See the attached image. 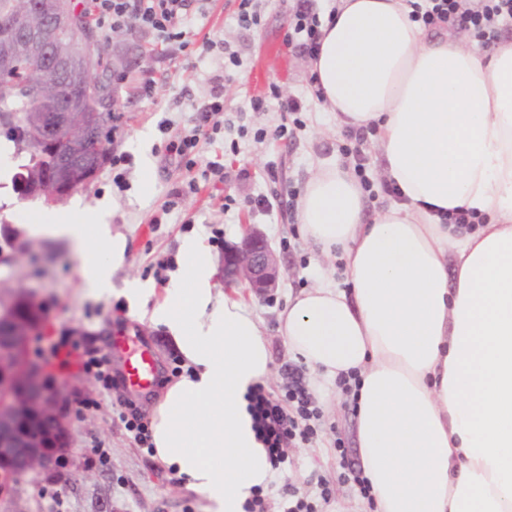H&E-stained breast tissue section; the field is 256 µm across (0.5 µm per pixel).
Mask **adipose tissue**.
<instances>
[{
    "mask_svg": "<svg viewBox=\"0 0 512 512\" xmlns=\"http://www.w3.org/2000/svg\"><path fill=\"white\" fill-rule=\"evenodd\" d=\"M410 14L405 0H339L321 25L314 84L338 124L376 131L399 200L369 217L348 169L309 180L304 236L340 257L347 285L323 275L289 294L278 331L322 379L352 377L374 512H512V42L484 56ZM460 210L477 223H445ZM106 217L52 214L36 230L76 244L88 288L150 306L193 368L153 410L154 457L205 512H244L272 471L246 399L270 376L260 324L217 298L198 236L164 292L114 288L126 241Z\"/></svg>",
    "mask_w": 512,
    "mask_h": 512,
    "instance_id": "1",
    "label": "adipose tissue"
}]
</instances>
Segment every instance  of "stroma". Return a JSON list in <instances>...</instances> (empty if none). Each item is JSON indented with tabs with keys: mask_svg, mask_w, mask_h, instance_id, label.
Masks as SVG:
<instances>
[{
	"mask_svg": "<svg viewBox=\"0 0 512 512\" xmlns=\"http://www.w3.org/2000/svg\"><path fill=\"white\" fill-rule=\"evenodd\" d=\"M235 8L234 0H209L205 12L189 13L183 21L188 46L166 57L150 35L97 28L101 50L118 61L119 73L137 78L149 72L157 81L150 99L134 95L130 85L112 86L116 100L112 151L125 155V162L104 165L91 183L51 207L38 199H20L11 184L16 159L0 162V226L24 229L31 242L20 261L0 267V303L25 289L42 293L56 332L41 338L36 349L46 353L53 345L65 344L69 372L84 383L81 395L73 396L65 410L70 445L62 464L23 474L10 491L0 493V512H203L205 505L202 494L186 479L175 478L172 469L137 443L121 417L129 406L151 416L158 391L134 392L118 381L105 391L92 375L80 370L89 350L107 356L111 370H119L122 360L112 345L122 336L150 346L159 380L175 381L186 374L184 358L143 309L114 294L89 292L79 273L76 248L35 233V225L45 222L48 214L75 205L87 218L97 209L108 210L113 233L127 242L125 263L112 277L118 288L132 278L164 288L182 268L183 239L203 236L216 269L212 282L219 295L228 291L220 271L226 244L239 241L243 225H257L280 268L279 287L272 297L242 294L270 346L271 373L264 388L281 394L290 367L300 370L308 390H315L320 382L289 354L277 329L278 315L289 293L313 285L317 273L340 284L345 281L342 261L320 256L306 241L297 204L320 169L353 167V159L343 153L349 131L337 126L333 113L314 95L309 59L297 51L286 50L281 58L265 60L268 83L277 86L280 96L298 100L301 111H281L277 98L271 97L264 110L251 111L250 99L256 94L251 70L258 58H264L268 44H282L291 32L292 12L288 0H262L259 26L245 29L237 23ZM207 38L227 43L238 53L241 67L225 70L223 56L202 52ZM220 74L225 77L220 128L201 138L196 164L186 168L166 145L193 125L195 106L209 98L212 80ZM163 120L168 123L164 131L158 127ZM281 127L287 128L288 139H273V132ZM362 155L363 173L372 186L366 194L372 213L394 202L395 196L382 187L385 174L375 138L367 139ZM213 161L224 166V181L217 185L211 183L207 169ZM192 178L198 183L197 192L187 193L177 207L167 209L171 192L185 189ZM260 198L269 199L271 209L256 207ZM327 389L330 398L316 400L320 409L316 436L309 443L287 447V462L273 471L263 490L267 512H280L282 488L287 484L317 512L364 508L359 487L341 476L344 463H360L355 411L337 384H328ZM324 487L330 491L326 500L320 497Z\"/></svg>",
	"mask_w": 512,
	"mask_h": 512,
	"instance_id": "obj_1",
	"label": "stroma"
}]
</instances>
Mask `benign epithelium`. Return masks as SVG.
<instances>
[{
    "label": "benign epithelium",
    "mask_w": 512,
    "mask_h": 512,
    "mask_svg": "<svg viewBox=\"0 0 512 512\" xmlns=\"http://www.w3.org/2000/svg\"><path fill=\"white\" fill-rule=\"evenodd\" d=\"M68 0H13L10 25L14 37L0 42V89L41 101L36 112L22 117L0 114V126L31 132L21 149L35 153L36 147L54 139L60 131H71L80 123L78 137L56 142L86 159L100 160L104 143L94 128L105 117L107 91L101 80L104 70L116 63L98 54L93 38L83 41L64 36L73 27ZM22 61L32 62L16 80L15 69ZM75 77L79 102L59 114L45 100L46 86L60 77ZM41 198L47 204L63 200V191L49 176L43 177ZM278 264L262 232L249 224L240 244L224 253V280L241 282L263 297L276 288ZM8 325L0 335V490L14 484L24 473L61 463L69 445L63 413L78 385L50 368V360L34 352L35 340L49 330V316L42 297L34 290L16 294L0 309V322Z\"/></svg>",
    "instance_id": "benign-epithelium-1"
}]
</instances>
